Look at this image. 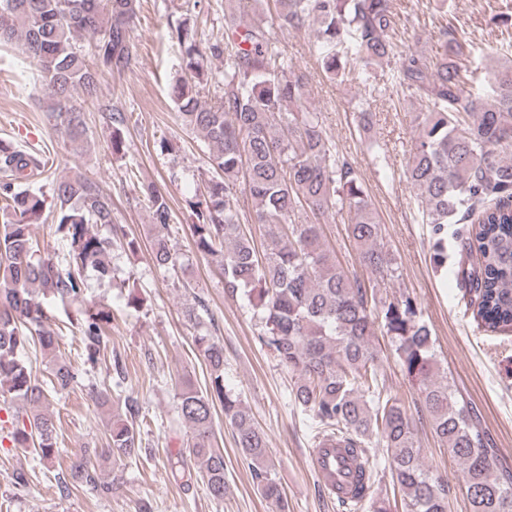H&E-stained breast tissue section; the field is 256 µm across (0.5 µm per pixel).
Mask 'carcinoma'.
<instances>
[{"instance_id":"cac0c4a2","label":"carcinoma","mask_w":512,"mask_h":512,"mask_svg":"<svg viewBox=\"0 0 512 512\" xmlns=\"http://www.w3.org/2000/svg\"><path fill=\"white\" fill-rule=\"evenodd\" d=\"M252 11L224 6V40L202 44L188 19L168 23L169 37L182 53L184 76L171 88L182 125L203 139L211 177L202 199L191 203L196 223L193 245L206 256H224V288L247 298L260 312L261 348L294 375V401L311 413L320 441L340 442L359 459L354 497L339 502L343 512H391L374 493L379 459L403 493V512H448V480L425 468L417 440V420L427 419L434 436L462 466L469 512H512V464L495 448L472 403L439 378L433 334L411 296L378 297L377 284L348 274L324 240L320 218L348 207V238L360 262L380 280L396 277L395 257L383 243L381 224L353 164L323 129L320 113L305 103L307 78L291 70L274 29L313 26L311 52L331 80L353 74L368 78L373 67L398 59L399 16L392 0H262ZM137 0H0V44L14 43L32 63L51 98L56 130L73 150L86 134L74 92L94 95L99 75L122 72L137 55L132 33ZM90 39L89 52L76 38ZM234 49H229V45ZM473 45L443 28L433 54L399 59L392 81L419 96L421 112L406 163L425 224L439 238L431 259L448 268L445 227L470 222L461 244L466 255L455 275L460 300L478 326L512 332V65L485 76L483 88H467ZM224 58V83L217 102L200 100L209 81V62ZM112 153L124 152L127 118L113 119ZM42 168L37 154L0 139V400L8 413L6 438L30 449L52 466L57 459L56 424L43 411L51 393L80 383L81 372L63 358L57 333L37 294L65 303L81 297L85 275L111 278L113 247L135 251L124 226L112 222V196L80 171L57 179L56 232L67 242L61 263L34 242L32 226L46 221L43 193L26 186ZM251 201L254 224L265 228L261 251L243 224L238 192ZM152 220V258L159 266H180L165 231L172 220L168 197L142 186ZM109 228L102 235L98 227ZM111 314L93 302L80 323L84 363L106 360ZM389 337L408 375L420 382L418 417L385 392L373 348L377 331ZM209 369L204 387L187 381L178 393V415L188 425L186 449L170 461L172 477L183 484L201 473L208 496L224 500V451L215 433V403L232 425L236 445L259 493L285 512L288 502L275 478L266 434L242 400L224 386V346L208 336L195 338ZM41 347L50 368L47 389L27 366L29 347ZM116 398L123 408L106 425L100 457L113 463L142 456L136 398L123 395L120 355H112ZM62 492L71 489L109 497L121 488L107 480L87 456L57 476Z\"/></svg>"}]
</instances>
